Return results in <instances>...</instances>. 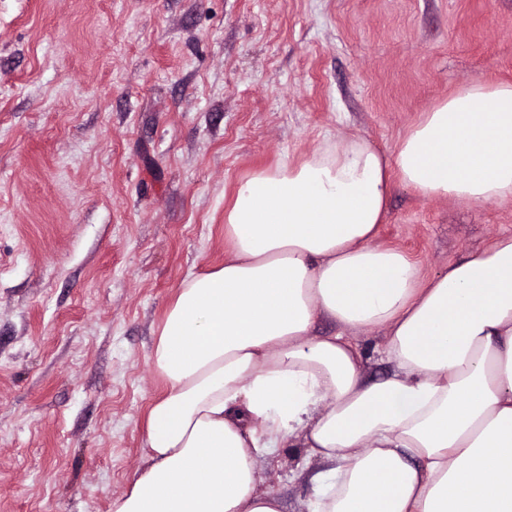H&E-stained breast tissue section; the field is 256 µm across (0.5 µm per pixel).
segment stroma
<instances>
[{
    "label": "stroma",
    "instance_id": "stroma-1",
    "mask_svg": "<svg viewBox=\"0 0 512 512\" xmlns=\"http://www.w3.org/2000/svg\"><path fill=\"white\" fill-rule=\"evenodd\" d=\"M474 80L512 82V0H0V512H112L238 180L328 138L394 155ZM503 232L511 202L399 185L375 243L429 277ZM311 469L256 476L306 512Z\"/></svg>",
    "mask_w": 512,
    "mask_h": 512
}]
</instances>
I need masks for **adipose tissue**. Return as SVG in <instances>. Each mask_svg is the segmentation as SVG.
Masks as SVG:
<instances>
[{"label":"adipose tissue","instance_id":"ef3b65f1","mask_svg":"<svg viewBox=\"0 0 512 512\" xmlns=\"http://www.w3.org/2000/svg\"><path fill=\"white\" fill-rule=\"evenodd\" d=\"M398 184L512 201V84L457 88L395 157L328 140L237 184L223 266L186 278L154 342L167 388L112 512H283L256 463L294 438L319 463L308 512H512V235L422 278L374 244ZM372 327L377 384L351 337ZM385 335V330L377 327L363 329L354 335V340L366 352L364 374L370 383L385 380L391 372V365L382 361L380 356L373 352L374 348L380 347L383 344Z\"/></svg>","mask_w":512,"mask_h":512}]
</instances>
